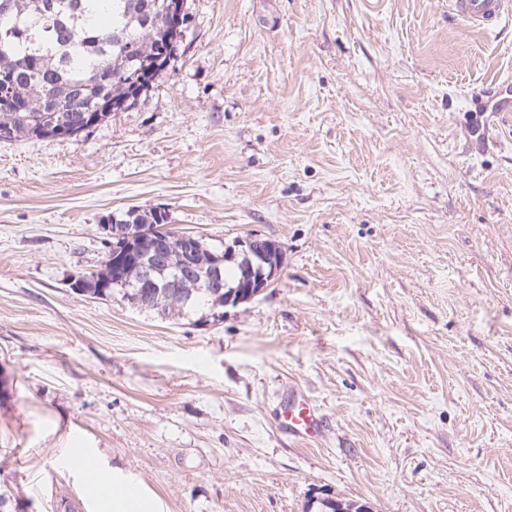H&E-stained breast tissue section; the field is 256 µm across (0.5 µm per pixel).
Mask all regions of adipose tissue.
I'll use <instances>...</instances> for the list:
<instances>
[{
    "label": "adipose tissue",
    "mask_w": 512,
    "mask_h": 512,
    "mask_svg": "<svg viewBox=\"0 0 512 512\" xmlns=\"http://www.w3.org/2000/svg\"><path fill=\"white\" fill-rule=\"evenodd\" d=\"M70 463L95 491L100 512H160L154 497L147 494L135 479L117 470L88 468L85 457L79 455L71 457Z\"/></svg>",
    "instance_id": "ef3b65f1"
}]
</instances>
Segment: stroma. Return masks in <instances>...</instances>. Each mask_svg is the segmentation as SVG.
I'll return each mask as SVG.
<instances>
[{"instance_id":"obj_1","label":"stroma","mask_w":512,"mask_h":512,"mask_svg":"<svg viewBox=\"0 0 512 512\" xmlns=\"http://www.w3.org/2000/svg\"><path fill=\"white\" fill-rule=\"evenodd\" d=\"M178 51L72 140L0 141V488L98 512L65 450L161 512H512V18L448 0H187ZM166 211L284 263L222 322L161 316L101 269V224ZM324 414L277 425L289 391ZM448 9L469 28L493 30L511 11L509 0H448ZM280 427L300 440L314 442L323 434L325 418L305 395L299 394L288 398L279 412Z\"/></svg>"}]
</instances>
